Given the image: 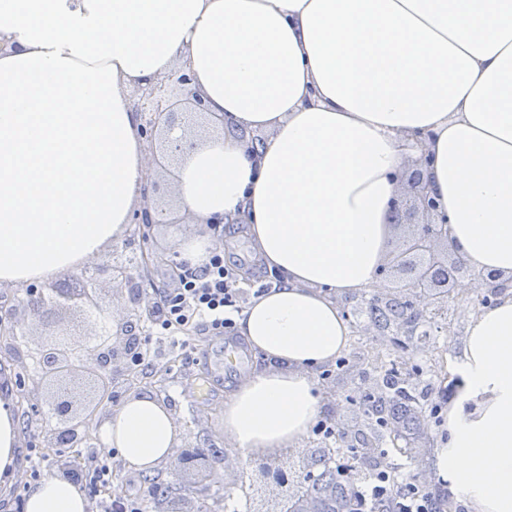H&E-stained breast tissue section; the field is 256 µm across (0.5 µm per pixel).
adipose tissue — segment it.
I'll return each instance as SVG.
<instances>
[{
    "label": "adipose tissue",
    "instance_id": "ef3b65f1",
    "mask_svg": "<svg viewBox=\"0 0 512 512\" xmlns=\"http://www.w3.org/2000/svg\"><path fill=\"white\" fill-rule=\"evenodd\" d=\"M0 284L52 282L123 239L146 185L130 89L188 63L226 132L187 154L178 203L198 233L249 221L283 276L241 336L269 359L224 404L241 456L294 448L322 407L315 374L348 346L338 297L380 284L409 146L426 141L450 236L478 273L512 277V0H0ZM267 131L252 143L251 132ZM448 396L437 480L474 512H512V289L469 323ZM19 420L0 391V475ZM150 470L177 443L172 413L136 396L99 429ZM62 478L23 512H88Z\"/></svg>",
    "mask_w": 512,
    "mask_h": 512
}]
</instances>
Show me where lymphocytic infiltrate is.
<instances>
[{
    "label": "lymphocytic infiltrate",
    "instance_id": "obj_1",
    "mask_svg": "<svg viewBox=\"0 0 512 512\" xmlns=\"http://www.w3.org/2000/svg\"><path fill=\"white\" fill-rule=\"evenodd\" d=\"M270 286L267 280L241 286L236 266L225 262L223 251H213L201 265H185L179 288L160 294L151 318L154 333L184 356H191L193 331L205 330L216 336L234 331L235 318L242 313L247 297L259 296ZM354 494L363 504L362 512H373L375 504L386 497L393 500V512H438L435 497L416 482L394 490L381 472L357 486Z\"/></svg>",
    "mask_w": 512,
    "mask_h": 512
}]
</instances>
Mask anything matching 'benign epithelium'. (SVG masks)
Returning a JSON list of instances; mask_svg holds the SVG:
<instances>
[{"mask_svg": "<svg viewBox=\"0 0 512 512\" xmlns=\"http://www.w3.org/2000/svg\"><path fill=\"white\" fill-rule=\"evenodd\" d=\"M133 107L141 118V132L147 138L167 132L168 128L181 123L192 114L204 116L209 124L216 125L221 119L209 111L206 100L194 86L190 70L179 68L175 77L161 79L135 91ZM162 155L175 158L194 148L187 140L162 141ZM417 166L408 175L413 197L409 211L419 214L423 222L406 241L405 247L389 254L387 263L380 272L389 271L398 278L400 292L407 295L410 310L428 317L432 322L447 315L452 292L461 280L474 275L465 256L448 238V215L436 200L427 175L431 156L418 142ZM142 225V242H148L149 230L154 224H175L177 220L152 218L149 214L134 219ZM167 256L175 261L176 251L158 254L143 250L131 263L111 261L107 265L91 266L92 275H82L68 287L57 289V295L68 302V308L81 313L83 321L93 326L95 335L107 336L105 347L85 348L76 335L65 331L50 335L42 342L43 352L51 356V362L43 367L41 379L52 389V398L57 412V427L47 438L46 447L51 448L62 434L73 436V446L80 447L86 441V427L89 426L98 407L112 395L111 369L116 362H122L133 373L137 367L129 356L127 347H117L112 340V319L102 309L97 293L99 277H104L112 287L126 290L135 307L130 309L120 323L121 336L132 324V319L145 313H152L153 306H142L145 294L140 281V271ZM486 288L482 298L495 296L508 287V282L496 274L480 276Z\"/></svg>", "mask_w": 512, "mask_h": 512, "instance_id": "benign-epithelium-1", "label": "benign epithelium"}]
</instances>
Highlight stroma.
Instances as JSON below:
<instances>
[{"mask_svg": "<svg viewBox=\"0 0 512 512\" xmlns=\"http://www.w3.org/2000/svg\"><path fill=\"white\" fill-rule=\"evenodd\" d=\"M481 293L478 287L455 292L447 320L428 324L426 339L406 348L396 347L379 331L363 328L370 292L340 297L339 303L345 312L357 314L359 319L358 324L351 327L349 346L344 353L346 371L337 373L335 365L329 364L318 375L323 396L322 420H335L354 430L364 425L362 404L374 388L370 375L373 365L393 360L405 367L425 366V379L431 388V405L421 413L426 428L421 436L412 440H397V447L413 449L411 455L398 456L397 461L400 480H417L424 489L436 494L441 493L442 488L433 483L428 471L432 452L446 434V420L434 414L432 407L446 401V384L458 367L469 320L484 307ZM25 297V286L0 285V311H12L18 333L25 336L16 350L11 347L10 337H0V361L10 363L6 372L0 373V382L12 384L14 388V410L19 415L23 445L17 455L16 475L0 480V512H23L24 498L33 486L49 477H66L64 462L98 451V422L108 418L113 408L124 400L140 394L151 395L170 405L178 428L175 455L220 448L224 451V462L215 466L210 477L201 479L192 472H173L166 461L151 472H138L127 467L116 452H107L103 460L112 471V479L107 489L102 490V497L138 496L152 483L171 482L176 484L178 492L161 505L160 512H244V493L252 480L256 462L240 456L225 440L224 403L245 377L267 366L268 361L261 352L245 347L243 336L233 334L224 340L204 332L197 333L194 340L199 349L197 363L186 362L177 349L162 348L156 368L140 373L138 379H129L124 369L116 370L112 398L99 406L97 422L88 429L85 447L47 448L43 441L51 426L44 412L50 391L33 366L45 335L67 328L71 314L54 306L32 314L20 305ZM228 343L243 347L244 364L235 372H216L213 363Z\"/></svg>", "mask_w": 512, "mask_h": 512, "instance_id": "obj_1", "label": "stroma"}]
</instances>
